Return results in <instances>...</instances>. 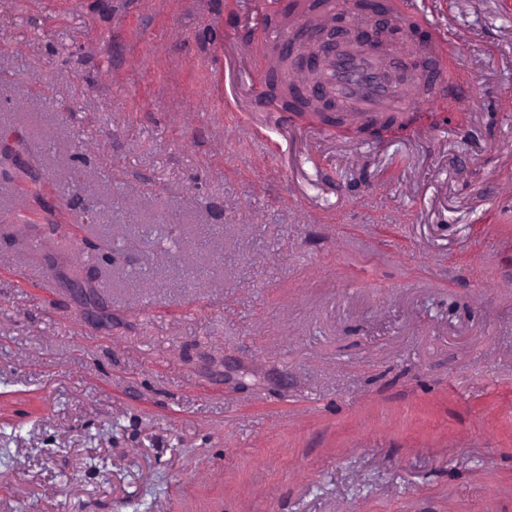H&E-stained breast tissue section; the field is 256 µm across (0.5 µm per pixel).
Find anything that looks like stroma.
I'll use <instances>...</instances> for the list:
<instances>
[{
    "label": "stroma",
    "instance_id": "obj_1",
    "mask_svg": "<svg viewBox=\"0 0 512 512\" xmlns=\"http://www.w3.org/2000/svg\"><path fill=\"white\" fill-rule=\"evenodd\" d=\"M464 94L240 119L254 0H0V512H512V0Z\"/></svg>",
    "mask_w": 512,
    "mask_h": 512
}]
</instances>
